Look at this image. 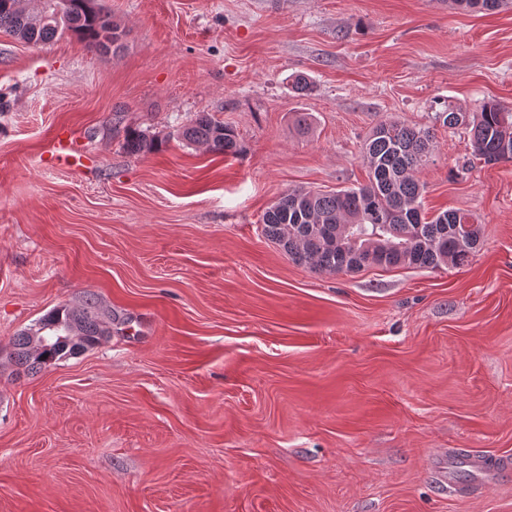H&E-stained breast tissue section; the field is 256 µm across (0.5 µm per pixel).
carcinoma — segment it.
<instances>
[{
  "mask_svg": "<svg viewBox=\"0 0 512 512\" xmlns=\"http://www.w3.org/2000/svg\"><path fill=\"white\" fill-rule=\"evenodd\" d=\"M504 2L451 0L462 9L485 11L499 10ZM51 4L52 0H0V32L31 45L71 33L90 49L120 48L116 38L123 30L93 0H69L60 19L41 20ZM436 116L450 129H469L473 151L484 163L512 160V112L499 102L486 101L473 113L450 105ZM180 137L226 157L243 152L234 129L207 112L198 113ZM432 139L427 128L398 120L378 122L361 152L369 169L366 185L334 192L289 190L264 212L262 233L292 261L329 274L372 267L438 269L467 264L480 245V225L460 210H445L430 219L423 212L424 184L416 173L434 162ZM126 149L139 154L152 145L144 134L132 131ZM131 322L126 313L100 312L91 296L78 306L61 304L14 336L9 360L17 370L34 374L99 345L130 328ZM55 334L66 341L49 340Z\"/></svg>",
  "mask_w": 512,
  "mask_h": 512,
  "instance_id": "1",
  "label": "carcinoma"
}]
</instances>
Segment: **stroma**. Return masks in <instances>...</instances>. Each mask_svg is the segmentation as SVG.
I'll list each match as a JSON object with an SVG mask.
<instances>
[{"mask_svg":"<svg viewBox=\"0 0 512 512\" xmlns=\"http://www.w3.org/2000/svg\"><path fill=\"white\" fill-rule=\"evenodd\" d=\"M95 3L119 50L0 33V512H512V469L438 479L465 452L512 458V161L435 120L512 110V8ZM199 112L243 154L182 141ZM389 118L432 130L425 210L471 214L479 250L436 270L290 260L266 208L366 183ZM129 129L157 149L129 154ZM58 135L83 167L54 163ZM90 295L132 335L16 376L13 337Z\"/></svg>","mask_w":512,"mask_h":512,"instance_id":"stroma-1","label":"stroma"}]
</instances>
